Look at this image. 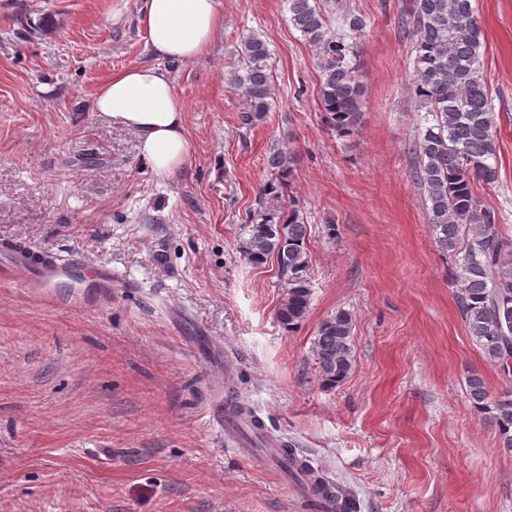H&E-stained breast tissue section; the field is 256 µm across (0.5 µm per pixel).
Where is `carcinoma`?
<instances>
[{
    "mask_svg": "<svg viewBox=\"0 0 512 512\" xmlns=\"http://www.w3.org/2000/svg\"><path fill=\"white\" fill-rule=\"evenodd\" d=\"M291 22L316 52L321 64L320 104L328 126L346 137L358 132L363 120L364 85L346 57L353 46L348 34L367 26L361 14L343 11L337 17L339 31L328 19L324 0H288ZM404 32L415 40L413 88L420 107L433 117L416 143L413 176L424 190L425 208L437 250L454 258L453 277L457 303L472 342L484 358L509 373L512 371V240L505 237L501 213L477 192L498 181L496 114L481 73L487 51L481 22L472 0H409L401 21ZM266 42L249 37L242 43L241 66L229 75L243 97L237 115L240 127L252 129L270 111L272 86ZM296 156L274 149L266 163L270 179L261 197H281L285 179ZM248 237L243 255L254 265L284 255L279 261L288 275L286 293L277 320L286 329L298 328L307 318L312 285L306 275L310 236L294 205L288 216L262 212L245 225ZM353 318L339 309L323 320L312 342V355L320 379L334 386L352 370ZM467 395L480 419L495 429L499 447L512 452V392L492 399L483 379L473 373L467 379ZM281 463L296 480L306 478L315 497L331 496L334 512H356L355 500L307 464L296 465V450L278 449Z\"/></svg>",
    "mask_w": 512,
    "mask_h": 512,
    "instance_id": "1",
    "label": "carcinoma"
}]
</instances>
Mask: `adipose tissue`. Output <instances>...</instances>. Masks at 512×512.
<instances>
[{
	"label": "adipose tissue",
	"instance_id": "1",
	"mask_svg": "<svg viewBox=\"0 0 512 512\" xmlns=\"http://www.w3.org/2000/svg\"><path fill=\"white\" fill-rule=\"evenodd\" d=\"M146 46L159 59L190 62L211 45L223 24L218 0H143ZM91 108L133 131L142 155L159 176L186 161V116L168 76L155 66L114 73L99 88Z\"/></svg>",
	"mask_w": 512,
	"mask_h": 512
}]
</instances>
